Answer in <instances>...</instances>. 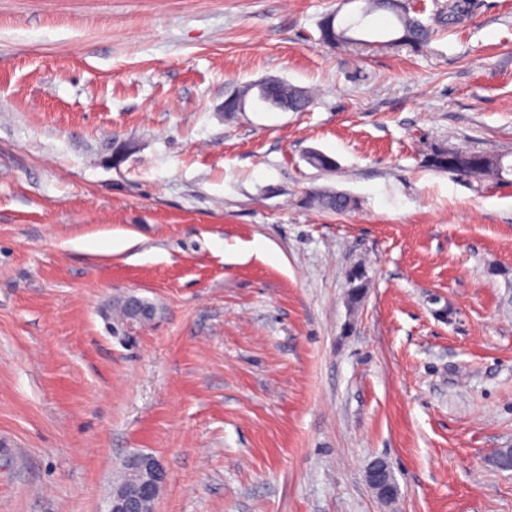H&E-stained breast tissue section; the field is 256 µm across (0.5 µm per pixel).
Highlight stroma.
<instances>
[{"mask_svg":"<svg viewBox=\"0 0 512 512\" xmlns=\"http://www.w3.org/2000/svg\"><path fill=\"white\" fill-rule=\"evenodd\" d=\"M478 3L415 48L364 0H0V512H107L134 451L154 512H512V182L424 162L512 164V0ZM268 79L311 106L225 113ZM321 40L328 45L352 43L353 38L348 35L350 28L343 27L336 22V14L325 15L319 23ZM464 152L465 157L474 155L478 158H485L487 163L484 161H476L471 165L465 160L463 165L457 170H448V158L453 160L458 154V149H448L445 146H436L431 149L430 153L425 158V163L428 167L438 171L448 172L456 176H466L474 179L481 180L482 178L489 177L494 178L498 181H508L504 175H512V165L505 168L503 164H500L502 157L483 151L460 149ZM492 158L499 162H492L488 159ZM310 202L322 209L333 212H345L356 206L355 200L345 194L334 195L333 192L316 191L310 195ZM348 279L351 285L348 300L351 304H357L365 295L370 284L365 266L357 264L351 267L348 271ZM393 472L390 464L385 459H377L367 471V482L374 491L376 497L385 505L395 501L399 497V489L393 482Z\"/></svg>","mask_w":512,"mask_h":512,"instance_id":"obj_1","label":"stroma"}]
</instances>
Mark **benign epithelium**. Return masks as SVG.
<instances>
[{
	"label": "benign epithelium",
	"instance_id": "benign-epithelium-1",
	"mask_svg": "<svg viewBox=\"0 0 512 512\" xmlns=\"http://www.w3.org/2000/svg\"><path fill=\"white\" fill-rule=\"evenodd\" d=\"M122 467L133 473L134 480L124 490L112 495L108 512H141L143 501L158 498L166 483L167 472L157 458L142 452L126 456ZM367 482L383 504L398 499L399 489L393 482V472L388 461L376 460L367 471Z\"/></svg>",
	"mask_w": 512,
	"mask_h": 512
}]
</instances>
